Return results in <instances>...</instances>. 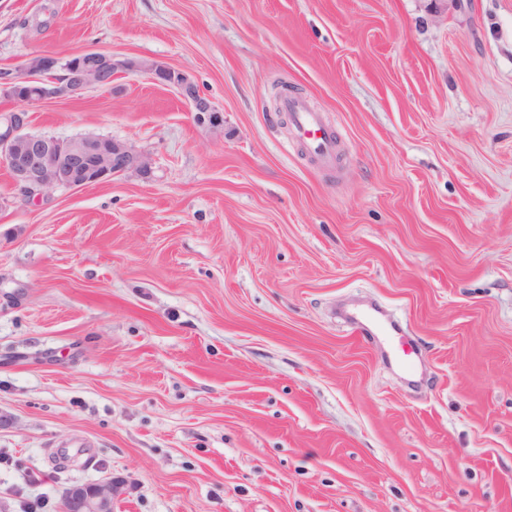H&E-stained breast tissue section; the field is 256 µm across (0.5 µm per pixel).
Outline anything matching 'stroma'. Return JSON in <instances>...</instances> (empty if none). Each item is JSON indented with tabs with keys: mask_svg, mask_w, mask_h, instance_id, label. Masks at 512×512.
Listing matches in <instances>:
<instances>
[{
	"mask_svg": "<svg viewBox=\"0 0 512 512\" xmlns=\"http://www.w3.org/2000/svg\"><path fill=\"white\" fill-rule=\"evenodd\" d=\"M87 49L136 67L27 131L149 171L31 203L0 164V512H512V0H0V72ZM149 79L156 85L172 87L185 101L197 126L223 129V111L208 96L202 93L190 78L180 71L163 64H152L145 69ZM284 106L290 112L297 138L309 145L320 163L330 165L336 157V142L333 134L323 128L318 113L299 99H289ZM112 482L75 486L66 496V512H112Z\"/></svg>",
	"mask_w": 512,
	"mask_h": 512,
	"instance_id": "stroma-1",
	"label": "stroma"
}]
</instances>
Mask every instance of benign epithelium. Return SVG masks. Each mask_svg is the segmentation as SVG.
<instances>
[{
  "instance_id": "1",
  "label": "benign epithelium",
  "mask_w": 512,
  "mask_h": 512,
  "mask_svg": "<svg viewBox=\"0 0 512 512\" xmlns=\"http://www.w3.org/2000/svg\"><path fill=\"white\" fill-rule=\"evenodd\" d=\"M38 63L58 71V75L42 84L32 83L27 73L0 79V96L17 106L0 124V162L28 198L44 197L57 189L76 190L106 183L129 171L148 172L144 152L125 141L96 135L60 140L25 132L28 108L90 89H110L115 74L133 69L135 64L94 49L68 56L40 55ZM145 72L154 84L177 91L196 125L224 127L221 108L186 74L163 64H152ZM111 486L112 482L105 481L71 488L65 496L66 512H112Z\"/></svg>"
}]
</instances>
